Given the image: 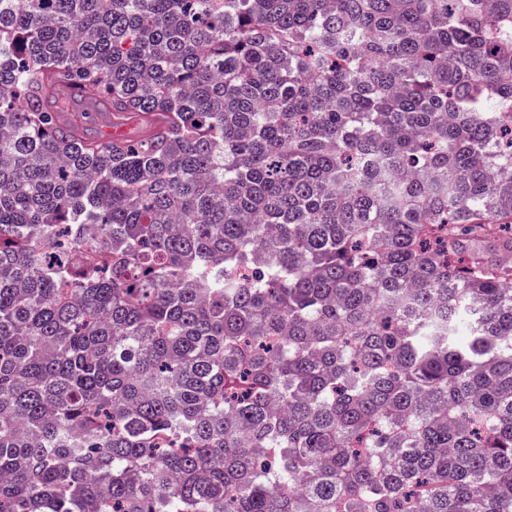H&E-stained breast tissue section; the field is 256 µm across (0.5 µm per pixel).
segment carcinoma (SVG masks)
<instances>
[{
  "mask_svg": "<svg viewBox=\"0 0 512 512\" xmlns=\"http://www.w3.org/2000/svg\"><path fill=\"white\" fill-rule=\"evenodd\" d=\"M509 126L512 0H0V512H512ZM73 112H67L74 116H80L79 126L81 132L89 138H97L105 135H120L124 137H136L142 133V125L139 117L129 115L121 124H115L111 112H107L104 106L94 102L88 103L83 99L73 104Z\"/></svg>",
  "mask_w": 512,
  "mask_h": 512,
  "instance_id": "1",
  "label": "carcinoma"
}]
</instances>
